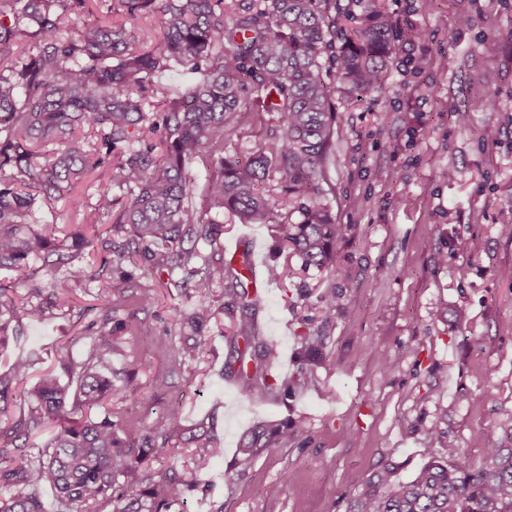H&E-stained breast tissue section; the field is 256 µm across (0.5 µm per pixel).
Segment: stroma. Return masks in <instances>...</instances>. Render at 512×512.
I'll list each match as a JSON object with an SVG mask.
<instances>
[{
    "label": "stroma",
    "mask_w": 512,
    "mask_h": 512,
    "mask_svg": "<svg viewBox=\"0 0 512 512\" xmlns=\"http://www.w3.org/2000/svg\"><path fill=\"white\" fill-rule=\"evenodd\" d=\"M393 19L426 35L428 64L411 72L406 41H398L379 91L359 100L336 88L334 140L323 175L339 223L336 271L311 270L264 288L251 318L260 341L273 342L265 362L285 381L297 374L310 331L324 338L323 362L289 395L265 391L242 397L224 372L228 330L240 314L223 288L206 301L217 311L199 357L173 370L171 358L189 333L186 313L199 301L191 291L158 287L154 270L139 263V283L112 323L126 344L112 353L121 433L143 432L171 406L183 423L213 421L221 452L211 467L190 473L187 453L161 455L151 468H176L195 491L174 512H344L377 467L399 461L415 467L439 426L446 439L480 464L486 448L512 431V43L492 41V29L512 28V0H382ZM470 14L472 27L456 34ZM469 113L456 123V110ZM102 170L81 185V207L57 201L39 207L38 224L97 220L95 193ZM220 243L251 244L259 271L272 264L273 238L264 224L222 217ZM475 237L476 252L456 245ZM335 289L337 308L325 316L320 293ZM96 284L67 312L25 322L19 345L0 351V372L16 354L36 370L61 357L83 359L89 324L100 319ZM304 419L308 431L264 449L237 469L242 436L266 420ZM279 487L269 496L267 487Z\"/></svg>",
    "instance_id": "1"
}]
</instances>
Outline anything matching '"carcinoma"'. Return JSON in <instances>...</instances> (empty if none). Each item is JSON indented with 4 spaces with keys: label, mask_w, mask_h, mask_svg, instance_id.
Listing matches in <instances>:
<instances>
[{
    "label": "carcinoma",
    "mask_w": 512,
    "mask_h": 512,
    "mask_svg": "<svg viewBox=\"0 0 512 512\" xmlns=\"http://www.w3.org/2000/svg\"><path fill=\"white\" fill-rule=\"evenodd\" d=\"M117 2L131 23L160 18L156 43L142 46L126 25L102 18L62 32L96 10L112 14V0H0V270L15 284L43 271L60 308L72 304L76 283L120 281L99 294L102 317L86 359L64 358L61 373L47 371L29 388L33 359L17 356L0 373V512H44L38 489L46 484L57 512H170L193 482L174 470L152 473V461L184 446L201 472L219 452L210 424L189 432L176 407L141 434L117 432L112 401L124 390L112 384V349L126 338L112 328V311L127 305L139 260L151 263L162 288L205 296L225 285L245 308L226 363L239 391H288L256 352L247 310L263 297L244 288L245 269L224 261V225L207 215L227 211L242 224H267L279 254L298 258L302 271L332 270L346 231L321 176L338 133L334 85L361 98L378 89L400 37L385 11L357 15L339 0H230L231 9L225 0ZM177 67L197 81L171 98L159 77ZM157 94L158 103L149 101ZM246 122L267 137L243 162L226 142ZM201 157L211 174L199 209L188 165ZM100 167L110 174L95 210L109 217L108 228L31 223L37 203L79 198L84 175ZM86 252L99 265L84 262ZM65 264L66 275L57 276ZM45 316L39 291L20 297L0 287V350L21 334L22 320ZM214 319L203 302L192 309L193 342L174 353V367L204 349ZM299 340L305 362H320L323 337L308 332ZM52 426L32 456L30 437ZM290 433L306 434V423L254 427L241 439L239 463ZM429 439L411 477L402 476L403 464L386 462L346 512H512V432L478 466L445 444L439 429Z\"/></svg>",
    "instance_id": "1"
}]
</instances>
